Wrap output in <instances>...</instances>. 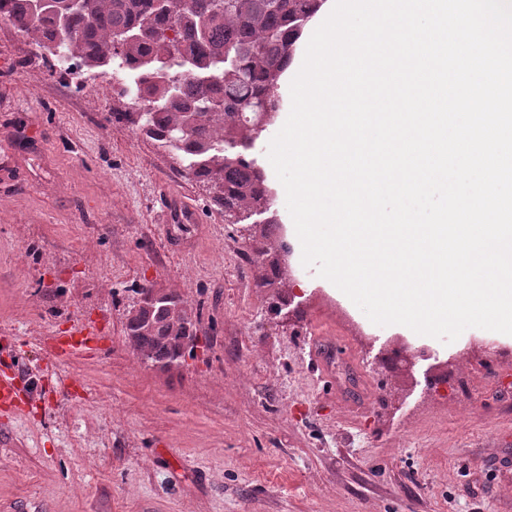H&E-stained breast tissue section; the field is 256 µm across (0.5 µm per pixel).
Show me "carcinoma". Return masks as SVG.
<instances>
[{"mask_svg":"<svg viewBox=\"0 0 512 512\" xmlns=\"http://www.w3.org/2000/svg\"><path fill=\"white\" fill-rule=\"evenodd\" d=\"M0 0V17L31 34L43 55L88 70H126L146 116L122 117L189 161L210 204L241 214L270 211L272 191L254 160L238 151L280 109L278 81L319 0ZM129 35L121 51L114 38ZM137 350L157 359L173 349L178 322L152 312L127 319Z\"/></svg>","mask_w":512,"mask_h":512,"instance_id":"1","label":"carcinoma"}]
</instances>
